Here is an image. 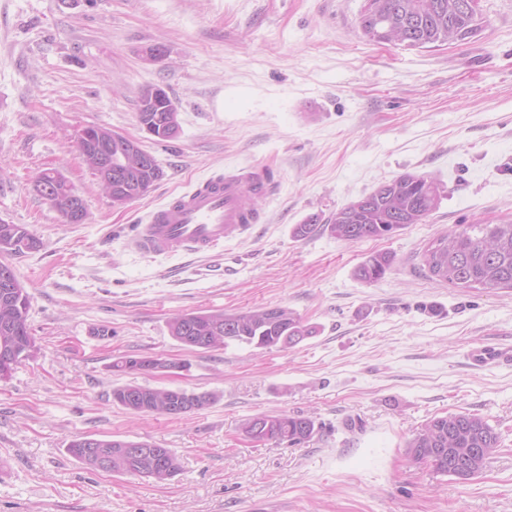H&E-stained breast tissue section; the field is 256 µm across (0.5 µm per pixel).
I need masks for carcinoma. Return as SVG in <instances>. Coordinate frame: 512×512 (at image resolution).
Instances as JSON below:
<instances>
[{
	"label": "carcinoma",
	"mask_w": 512,
	"mask_h": 512,
	"mask_svg": "<svg viewBox=\"0 0 512 512\" xmlns=\"http://www.w3.org/2000/svg\"><path fill=\"white\" fill-rule=\"evenodd\" d=\"M467 0H366L360 13L363 34L380 42L388 30L401 33L402 45L423 48L449 41H463L482 27V18L466 8ZM157 113L141 112L139 117L148 133L160 141H171L180 134L181 126L156 120ZM112 129L89 128L76 139L80 155L93 144L112 155V167L92 168L97 179H112L117 192L133 201L147 194L163 177L158 162L145 165L142 152L123 148L110 140ZM142 194H130L133 189ZM74 191L66 178L42 198L67 218ZM441 185L434 179L404 173L341 208L322 220L315 214L294 228L302 238L323 222L338 240L356 242L363 239H385L409 224L423 223L439 206ZM41 241L24 224L0 220V254L17 255L33 251ZM393 258L385 252L374 253L355 269V276L367 283L377 281L390 270ZM422 268L434 281L466 288H512V223L470 224L459 233H448L433 241L422 255ZM30 307L28 294L0 286V380L11 376L22 359L39 350L27 323ZM170 335L181 345L193 350L217 351L231 343L247 344L257 349L292 348L314 336L315 327L305 323L288 307H263L246 312L193 311L177 315L169 322ZM113 371L126 375L152 372L148 358L124 357L112 363ZM112 401L135 415L151 414L178 417L193 412L198 404L215 401L211 393L188 392L166 387L149 388L129 382L112 390ZM241 430L252 441H274L290 446L309 442L315 423L304 414L269 416L263 425L256 418L241 424ZM499 435L482 417L470 413H449L431 418L407 443V455L414 461L430 464L434 472L467 480L484 468L497 448ZM148 441L110 438L72 440L67 453L85 468L113 474H130L163 482L173 478L179 465L169 448L157 454L143 455L135 448H151ZM467 448L474 449L466 472L460 473L449 459Z\"/></svg>",
	"instance_id": "obj_1"
}]
</instances>
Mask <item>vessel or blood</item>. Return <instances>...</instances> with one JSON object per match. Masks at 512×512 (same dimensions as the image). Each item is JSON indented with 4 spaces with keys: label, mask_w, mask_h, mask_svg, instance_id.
<instances>
[{
    "label": "vessel or blood",
    "mask_w": 512,
    "mask_h": 512,
    "mask_svg": "<svg viewBox=\"0 0 512 512\" xmlns=\"http://www.w3.org/2000/svg\"><path fill=\"white\" fill-rule=\"evenodd\" d=\"M272 190L270 178L250 171L205 180L153 210L132 243L148 256L178 247L212 255L224 241L249 233L258 223V213L243 207V197L263 198Z\"/></svg>",
    "instance_id": "vessel-or-blood-1"
}]
</instances>
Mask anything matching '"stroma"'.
I'll list each match as a JSON object with an SVG mask.
<instances>
[{"label": "stroma", "mask_w": 512, "mask_h": 512, "mask_svg": "<svg viewBox=\"0 0 512 512\" xmlns=\"http://www.w3.org/2000/svg\"><path fill=\"white\" fill-rule=\"evenodd\" d=\"M364 0H0V220L39 250L10 257L39 346L0 381V512H512V290L429 280L422 254L469 224L512 223V0H482L472 38L407 49L364 37ZM160 45L162 60L144 57ZM162 86L181 132L137 121ZM136 139L164 175L113 207L80 156L79 130ZM59 170L89 212L64 223L33 187ZM240 170L274 176L263 221L205 259L128 246L174 194ZM442 182L437 210L389 239L293 235L406 173ZM387 252L386 275L354 270ZM285 306L318 332L290 349L195 352L176 315ZM109 328L106 336L97 327ZM480 348L501 357L484 362ZM160 357L132 377L112 361ZM136 382L214 394L181 418L136 416L113 388ZM305 414L300 446L255 442L242 423ZM482 416L499 444L469 480L412 461L432 417ZM84 434L152 442L170 481L91 472L68 455ZM168 112H138L143 124L148 127V133L157 138L159 141H171L176 139L180 134V122L177 113V126H170L166 122L155 121L157 115Z\"/></svg>", "instance_id": "stroma-1"}]
</instances>
